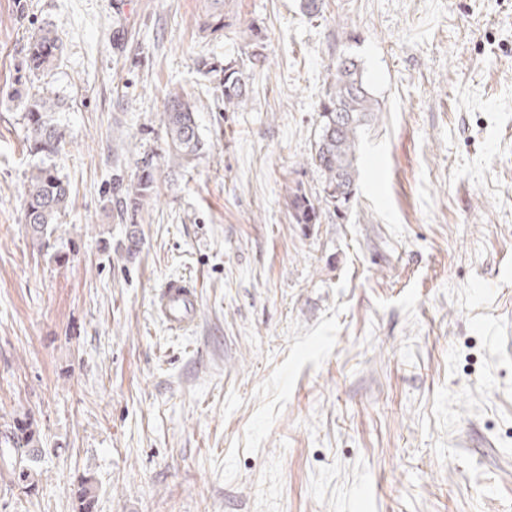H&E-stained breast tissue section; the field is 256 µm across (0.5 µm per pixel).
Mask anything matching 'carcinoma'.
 I'll use <instances>...</instances> for the list:
<instances>
[{
  "instance_id": "cac0c4a2",
  "label": "carcinoma",
  "mask_w": 512,
  "mask_h": 512,
  "mask_svg": "<svg viewBox=\"0 0 512 512\" xmlns=\"http://www.w3.org/2000/svg\"><path fill=\"white\" fill-rule=\"evenodd\" d=\"M60 46L49 30H42L31 37L25 65L28 71L49 69L58 60ZM264 59L260 38H255L247 63L229 61L215 67L203 60L200 65L208 73L222 74L220 84L224 89V109H238L250 100L246 67H253ZM58 102L50 97L33 96L25 106L27 126L26 143L33 155L49 157L58 152L62 132L52 122L51 113ZM380 112V103L372 94L364 71L358 61L346 56L336 61L334 72L319 103L318 133L311 154L312 164L322 173V190L312 198L297 189L290 195L291 217L296 224H316L323 210L333 209L336 217L347 216L360 181L357 152L361 130ZM196 109L181 91L168 94L160 121L168 138V156L179 162H190L202 151L204 143L195 119ZM154 157L141 159L135 180L123 184L119 179L115 189L122 193L121 215L134 227L127 238L126 250L136 251L140 244L137 235V216L144 204L157 192ZM72 203L69 184L60 176L53 164L35 166L27 177L24 201V221L31 237L42 243L49 242L59 217ZM4 443L22 456V461L32 462L41 454L39 434L26 421L14 423ZM79 512H94L95 494L91 479L85 478L78 488Z\"/></svg>"
}]
</instances>
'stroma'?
I'll return each mask as SVG.
<instances>
[{"instance_id":"stroma-1","label":"stroma","mask_w":512,"mask_h":512,"mask_svg":"<svg viewBox=\"0 0 512 512\" xmlns=\"http://www.w3.org/2000/svg\"><path fill=\"white\" fill-rule=\"evenodd\" d=\"M0 0V432L37 426L34 479L0 454V512H512V0ZM55 31L47 74L27 42ZM263 37L247 107L219 76ZM381 112L345 220L295 224L328 69ZM205 150L161 166L135 256L116 178L164 154L166 95ZM58 101L73 206L22 220L25 104ZM195 278L184 335L153 310Z\"/></svg>"}]
</instances>
